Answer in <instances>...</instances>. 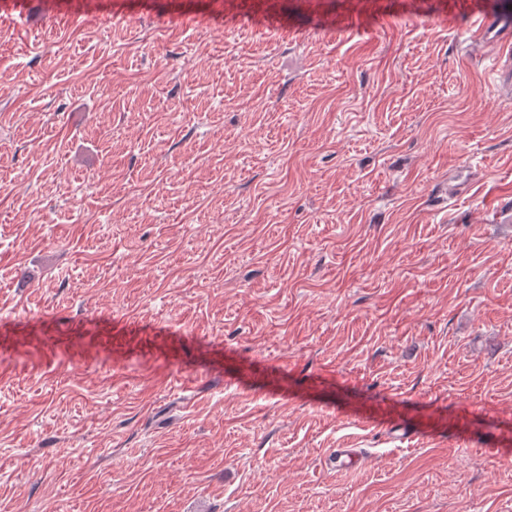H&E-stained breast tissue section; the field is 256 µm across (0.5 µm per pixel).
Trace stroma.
<instances>
[{
  "label": "stroma",
  "mask_w": 512,
  "mask_h": 512,
  "mask_svg": "<svg viewBox=\"0 0 512 512\" xmlns=\"http://www.w3.org/2000/svg\"><path fill=\"white\" fill-rule=\"evenodd\" d=\"M21 2L0 512H512V9ZM502 30L503 34H506L508 39L510 32H512V19L500 18L493 22H487L480 16H477L474 25L470 28L471 39L476 42H482L491 40V34ZM491 60L490 71L494 75L493 85L499 100H512V54L510 49Z\"/></svg>",
  "instance_id": "35a3bbf8"
}]
</instances>
